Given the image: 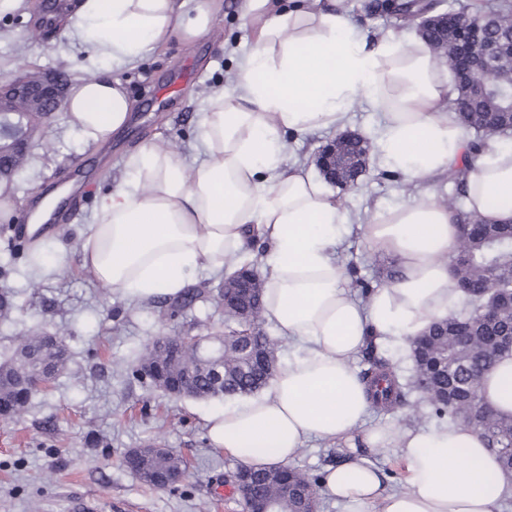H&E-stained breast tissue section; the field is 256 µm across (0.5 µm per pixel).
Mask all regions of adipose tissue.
Returning <instances> with one entry per match:
<instances>
[{
    "label": "adipose tissue",
    "mask_w": 512,
    "mask_h": 512,
    "mask_svg": "<svg viewBox=\"0 0 512 512\" xmlns=\"http://www.w3.org/2000/svg\"><path fill=\"white\" fill-rule=\"evenodd\" d=\"M218 0H80L63 35L83 44L88 76L74 79L67 123L87 147L124 131L135 103L119 69L171 40L207 35ZM255 30L230 90L213 89L198 121V153L154 143L129 148L127 177L103 196L79 237L83 269L138 304L177 296L191 273H232L228 256L252 258L261 239L263 316L288 355L259 394L225 402L207 419L213 447L251 467L281 466L311 439L361 436L390 452L405 487L383 492L381 473L363 458L328 468L323 491L344 512H499L512 480L479 433L458 424L368 425L372 404L351 364L368 336L407 343L459 303L448 254L460 230L455 212L434 200L397 203L362 229L375 250L400 260L402 277L367 303L342 284L333 249L346 212L317 176L281 156L285 134L339 131L356 107L380 112L366 134L381 169L414 179L455 168L464 129L445 107L452 85L440 77L422 39L405 53L395 34L373 49L358 38L335 0H246ZM466 207L487 221H512V144L489 143L466 187ZM483 397L512 416V355L486 375Z\"/></svg>",
    "instance_id": "ef3b65f1"
}]
</instances>
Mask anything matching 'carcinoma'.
I'll return each mask as SVG.
<instances>
[{
	"label": "carcinoma",
	"mask_w": 512,
	"mask_h": 512,
	"mask_svg": "<svg viewBox=\"0 0 512 512\" xmlns=\"http://www.w3.org/2000/svg\"><path fill=\"white\" fill-rule=\"evenodd\" d=\"M392 19L395 30L418 27L431 17L438 18L423 36L431 52L446 59L453 73L457 95L448 100V111L454 113L467 131L475 133L468 143L465 162L448 171L456 184L458 197L465 198V185L471 173L470 159L480 153L489 132L498 136L512 133V111L509 103L490 91L478 93L462 79L466 66L462 65L463 49L472 39L471 30L458 18L453 4L443 0H377L372 5ZM473 16H490L495 25L488 37L507 42L512 39V0H497L490 8L482 0L471 5ZM492 85L512 83V61L506 59L491 75ZM336 152L349 158L350 164L336 170V179L343 178L352 167L368 160L370 144L367 139L344 133L334 139ZM25 156L10 159L8 171L0 182L4 189L14 190ZM460 223L472 226L473 233L462 237L450 256L449 269L454 287L462 295L461 310L435 322L423 335L411 342L414 373L405 382L392 371L386 386L372 394L377 407H407L413 417L425 407L437 421L457 422L460 410H472L475 418L471 428L478 431L499 459L502 470L512 466V417L499 418L487 411L482 396V385L472 381L471 369L484 358L478 343L466 347L465 353L450 340L451 336H507L512 332V311L503 313L491 326L482 325L483 305L498 289H512V240L507 236V225L489 224L475 213L454 203ZM255 267L251 262L236 275L226 279L227 288H218L213 296L224 308V336L221 345L224 359L202 365L198 346L214 343L212 336H170L167 342L181 349L175 361L160 367L157 375L165 386L164 392L181 399L224 400L250 395L261 390L271 379L279 363V342L261 329V306L251 308L247 318H240L242 291L248 288L243 277ZM204 288H189L173 309L192 306L206 297ZM67 350L53 349L45 344L43 336L28 331L20 336L10 354L0 360V407L10 416L23 412L32 392L22 388L31 378L44 373L55 376L66 369ZM190 367L197 372L192 390L183 391L177 384V374ZM416 400H409L411 394ZM252 482L262 496L273 503L276 512H296L304 506L302 490L315 487L314 477L292 466L252 470Z\"/></svg>",
	"instance_id": "cac0c4a2"
}]
</instances>
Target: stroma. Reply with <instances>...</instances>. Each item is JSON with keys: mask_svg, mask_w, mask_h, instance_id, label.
<instances>
[{"mask_svg": "<svg viewBox=\"0 0 512 512\" xmlns=\"http://www.w3.org/2000/svg\"><path fill=\"white\" fill-rule=\"evenodd\" d=\"M243 3L221 0L206 37L193 45L175 42L149 51L123 71L136 110L107 157L84 147L61 111L31 147L32 162L18 180L14 206L0 221V290L13 292L17 304L9 320H0V354L34 325L60 335L70 361L21 415L0 419V512H71L77 496L95 501L100 512H244L233 484L239 463L207 437L206 419L222 409V402L171 399L124 368L152 337L221 329V308L199 303L169 317L155 304L128 306L82 269L76 249L97 196L122 174L118 160L124 149L154 140L192 152L195 123L210 88L229 85L236 58L252 43V28L241 17ZM20 14L19 24L0 17V76L24 69L56 70L69 80L85 75L79 43L60 41L53 28L34 31L28 7ZM77 174L84 185L79 209L47 233L48 256L66 251L63 271L35 278L24 260L9 258L13 228L30 213L37 193ZM336 196L356 225L378 207L416 200L403 177L374 166L356 189L337 190ZM336 257L353 260L359 276L375 289L386 286L385 271L396 263L370 248L357 229L345 237ZM156 442L189 463L185 481L154 488L125 466L130 449Z\"/></svg>", "mask_w": 512, "mask_h": 512, "instance_id": "stroma-1", "label": "stroma"}]
</instances>
